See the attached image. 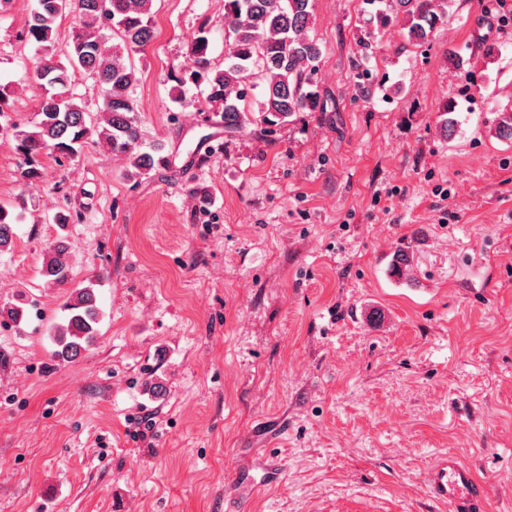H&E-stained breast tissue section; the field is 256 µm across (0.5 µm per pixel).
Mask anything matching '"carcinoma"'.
Returning <instances> with one entry per match:
<instances>
[{
    "mask_svg": "<svg viewBox=\"0 0 512 512\" xmlns=\"http://www.w3.org/2000/svg\"><path fill=\"white\" fill-rule=\"evenodd\" d=\"M154 0H35L23 32L35 47L34 77L44 88L39 119L31 126L11 125L15 149L21 157L20 175L33 182L40 177L43 154L72 156L92 135L107 150L123 158L124 176L134 182L167 163L160 144L147 145L138 121V103L129 93L136 78L130 53L153 39ZM310 0H224V66L213 63L206 26L191 40V67L175 78L176 99L183 100L188 84L205 86L206 104L224 113V130L237 131L251 122L267 133L302 112H322L324 105L314 76L322 55L309 35ZM382 26L402 21L410 43L431 41L448 18L453 0H365ZM72 18L71 29L62 23ZM65 57L63 65L59 57ZM84 72L99 84L103 96L100 122L88 125L89 113L70 85L74 72ZM263 83L258 117L251 114L247 81ZM496 135L512 140V112H502ZM12 218L0 205V252L14 242ZM67 247L59 242L46 255L44 275L65 280ZM66 324L55 327V358L72 362L93 341L99 311L91 288L74 291L64 307Z\"/></svg>",
    "mask_w": 512,
    "mask_h": 512,
    "instance_id": "cac0c4a2",
    "label": "carcinoma"
}]
</instances>
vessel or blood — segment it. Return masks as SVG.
I'll return each instance as SVG.
<instances>
[{
	"instance_id": "b4317fda",
	"label": "vessel or blood",
	"mask_w": 512,
	"mask_h": 512,
	"mask_svg": "<svg viewBox=\"0 0 512 512\" xmlns=\"http://www.w3.org/2000/svg\"><path fill=\"white\" fill-rule=\"evenodd\" d=\"M423 483L432 500L448 512H483L487 487L461 454L441 452L424 473Z\"/></svg>"
}]
</instances>
